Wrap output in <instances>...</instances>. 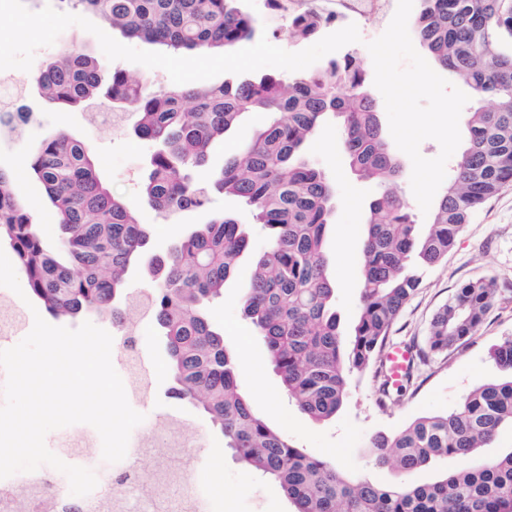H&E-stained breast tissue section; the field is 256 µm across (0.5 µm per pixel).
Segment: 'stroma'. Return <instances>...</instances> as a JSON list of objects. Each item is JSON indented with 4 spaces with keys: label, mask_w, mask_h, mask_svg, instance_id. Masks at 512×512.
<instances>
[{
    "label": "stroma",
    "mask_w": 512,
    "mask_h": 512,
    "mask_svg": "<svg viewBox=\"0 0 512 512\" xmlns=\"http://www.w3.org/2000/svg\"><path fill=\"white\" fill-rule=\"evenodd\" d=\"M69 47L84 49L103 69L118 67L130 74L145 76L149 88L171 83L163 69H150L126 60L109 61L93 34L77 26L69 27L52 46L36 53L32 71H0V105L8 109L20 107L33 115L31 122L14 137L0 139V165L14 168L18 163L28 162L31 150L42 138L65 133L92 148L101 180L117 196L138 202L146 161L153 150L151 142L136 138L126 130L96 125L94 115L106 110V103L69 110L43 101L35 91L34 69L60 58ZM263 120L262 114H250L223 139L217 140L211 149L210 166H223L225 157L255 137ZM310 158L337 181L338 201L329 228V256L331 274L337 284L336 308L343 322L348 324L358 313L362 264L359 241L376 188L348 174L339 137L333 130L322 132ZM21 188L43 239L55 244L60 229L42 186L25 178ZM138 216L141 223L151 225L153 244L160 251L191 225L205 223L209 218L208 213L191 212L176 215L169 221L145 205H140ZM251 274V259L242 258L234 277L224 286L223 299L212 307V316L223 326L225 339L250 363L249 368L239 371L241 391L260 415L307 454L332 460L347 470L362 471L380 485L393 484L398 476L389 468L375 465L368 448L372 435L393 433L426 413L449 411L468 392L512 378V372L497 365L490 356L493 345L512 336V186L485 204L466 226L447 260L426 273L417 294L395 324L391 338L396 343L421 347L432 317L462 281L492 276L503 287V294L479 334L447 357L423 366L417 380L407 386L400 400L389 409L382 410L375 405L374 383L368 375L355 380L342 412L331 422H313L289 404L269 362L264 341L242 313L240 297ZM138 336L139 347L154 368L155 395L133 401V408L144 414L146 424L155 425L162 418L175 417L205 433L197 452L212 459L214 465L193 474L189 491L205 500L209 512H294L293 504L272 484L243 470L225 455L223 436L210 430L196 408L169 398L164 344L154 324L141 321Z\"/></svg>",
    "instance_id": "stroma-1"
}]
</instances>
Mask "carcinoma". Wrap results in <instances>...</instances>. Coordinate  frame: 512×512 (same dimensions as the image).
I'll use <instances>...</instances> for the list:
<instances>
[{
	"label": "carcinoma",
	"instance_id": "1",
	"mask_svg": "<svg viewBox=\"0 0 512 512\" xmlns=\"http://www.w3.org/2000/svg\"><path fill=\"white\" fill-rule=\"evenodd\" d=\"M65 2L130 38L195 55L232 49L259 33L257 18L240 0ZM419 2L413 36L452 81L489 102L466 113V145L427 224L413 223L396 191L402 165L355 52L286 82L264 75L155 91L121 68L103 72L77 48L38 71L37 90L46 101L86 107L106 100L112 111L132 115L134 133L155 144L141 201L170 217L208 209L213 191L233 196L264 225L266 245L259 251L249 225L225 211L155 251L135 204L112 193L90 148L68 134L42 140L29 164L60 224V240L50 246L17 175L0 166V244L12 250L32 299L55 319L95 317L122 330L146 298L165 340L168 396L196 407L224 436L232 459L273 483L295 512H512V451L475 457L476 449L512 430V379L469 392L449 412L372 436L374 463L402 475L448 456L461 463L431 483L381 486L307 455L259 416L239 389L236 351L209 314L248 254L253 274L241 296L243 315L302 415L316 422L335 418L355 373H371L381 409L403 395L406 386L394 385L383 362L393 326L425 272L448 258L475 212L512 184V0ZM323 24L294 19L279 35L305 39ZM253 109L268 114L257 137L208 179H198L211 145ZM328 122L337 127L351 174L377 187L361 239L359 313L347 340L327 258L336 181L306 157ZM133 271L147 284L138 293L127 288ZM500 292L493 277L461 283L434 314L418 357H446L477 336ZM491 354L512 370V337ZM47 501L57 512L85 509L83 500L57 496L49 472L15 507L38 512Z\"/></svg>",
	"mask_w": 512,
	"mask_h": 512
}]
</instances>
